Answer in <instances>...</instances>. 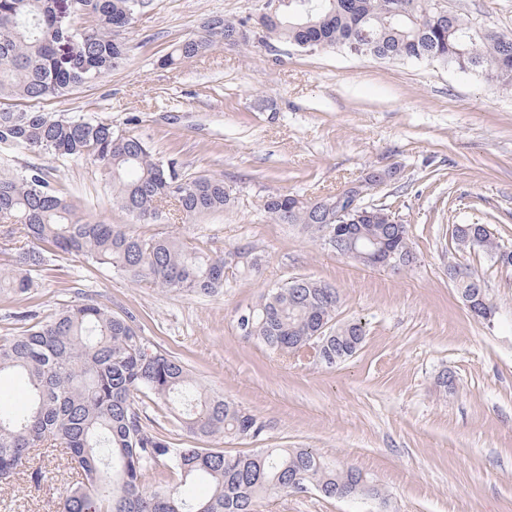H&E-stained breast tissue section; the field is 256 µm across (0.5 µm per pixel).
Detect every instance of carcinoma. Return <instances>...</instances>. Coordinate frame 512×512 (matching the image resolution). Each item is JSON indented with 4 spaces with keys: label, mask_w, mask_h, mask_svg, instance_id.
I'll return each instance as SVG.
<instances>
[{
    "label": "carcinoma",
    "mask_w": 512,
    "mask_h": 512,
    "mask_svg": "<svg viewBox=\"0 0 512 512\" xmlns=\"http://www.w3.org/2000/svg\"><path fill=\"white\" fill-rule=\"evenodd\" d=\"M0 0V144L40 151L100 167L112 183V202L126 216L157 221L174 201L192 220L231 201L221 178L186 176L172 159L161 160L132 131L87 118L45 111L41 103L90 87L129 56L121 33L150 0ZM247 21L213 15L202 34L172 48L162 65L202 56L229 43L249 42ZM263 43H284L313 52L339 48L387 60H416L480 75L492 73L512 85V37L493 35L476 23L441 10L440 0H288L264 24ZM25 101L18 109L14 102ZM263 208L276 224H297L327 241L328 213L295 195L268 197ZM381 206L348 218L366 225V235L387 237L412 256L408 230L394 227ZM469 225L452 236L459 248H481L499 258L492 233L470 239ZM0 239L13 252L12 268L0 271V293L27 296L34 273L55 257L81 255L94 266L113 267L159 288L209 294L224 287L227 255L178 237L141 235L125 224L97 221L81 212L43 170L0 175ZM458 286L469 295L468 311L483 318L481 279ZM299 288H275L245 311L238 329L282 357L312 344L316 324L336 318L340 302L332 286L308 278ZM31 321L0 340V375L26 384L19 409L0 406V482L31 469L33 452L58 448L82 471L59 512H258V504L295 484L326 498L353 499L370 491L357 467L337 468L308 448H265L226 454L219 448L176 447L161 423L150 427L136 397L154 402L198 440L256 436L262 426L222 396L204 392L179 358L151 348L131 321L98 302L67 305L45 322ZM361 324H333L317 339L319 363L335 367L353 357L364 340ZM180 477L175 485L148 487L147 472L158 464ZM205 479L210 491L196 497L191 485Z\"/></svg>",
    "instance_id": "obj_1"
}]
</instances>
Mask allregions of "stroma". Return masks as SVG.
I'll use <instances>...</instances> for the list:
<instances>
[{
  "mask_svg": "<svg viewBox=\"0 0 512 512\" xmlns=\"http://www.w3.org/2000/svg\"><path fill=\"white\" fill-rule=\"evenodd\" d=\"M449 10L512 36V0H447ZM264 0H152L125 38L131 51L97 84L45 101L133 130L182 174L224 180V210L182 222L167 212L134 223L145 235L193 237L221 255L250 247L254 263L226 270L222 290L186 294L64 255L43 267L28 298L0 295V336L16 310L49 319L96 301L131 317L154 348L180 357L201 387L245 408L260 435L207 440L229 454L311 448L355 465L374 494L333 500L281 493L259 512H512V269L482 249H459L455 224L488 225L512 250V86L418 61L388 62L339 49H269L259 38L179 64L161 59L200 34L212 15L258 30ZM38 167L83 212L124 224L103 171L44 152L0 148V172ZM393 175L363 200L409 231L411 264L392 270L337 256L300 227L276 224L267 196L316 199L375 170ZM460 264L495 307L475 319L448 277ZM330 284L338 322L361 321L360 350L333 368L288 358L241 336L237 318L293 278ZM451 372L454 389L440 386ZM29 476L0 484V512H56L79 470L44 448Z\"/></svg>",
  "mask_w": 512,
  "mask_h": 512,
  "instance_id": "obj_1",
  "label": "stroma"
}]
</instances>
